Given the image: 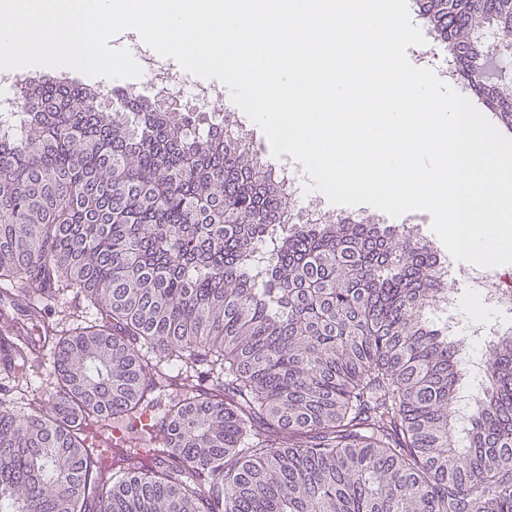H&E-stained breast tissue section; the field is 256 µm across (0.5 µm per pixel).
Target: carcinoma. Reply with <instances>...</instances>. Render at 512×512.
I'll use <instances>...</instances> for the list:
<instances>
[{"instance_id":"carcinoma-1","label":"carcinoma","mask_w":512,"mask_h":512,"mask_svg":"<svg viewBox=\"0 0 512 512\" xmlns=\"http://www.w3.org/2000/svg\"><path fill=\"white\" fill-rule=\"evenodd\" d=\"M512 130V0H416ZM0 124V296L49 336L54 386L0 398V512H512V332L465 345L434 247L311 223L196 103L31 81ZM89 315L53 330L67 292ZM209 373L199 379L197 366ZM124 430L106 465L95 438Z\"/></svg>"}]
</instances>
